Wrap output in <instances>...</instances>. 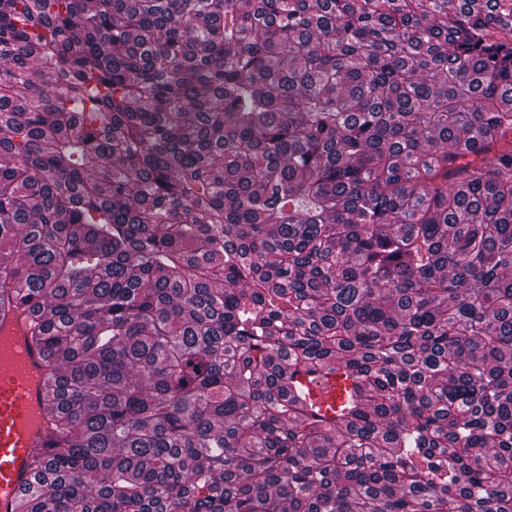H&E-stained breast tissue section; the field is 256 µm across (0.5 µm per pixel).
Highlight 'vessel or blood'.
Wrapping results in <instances>:
<instances>
[{
	"label": "vessel or blood",
	"instance_id": "1",
	"mask_svg": "<svg viewBox=\"0 0 512 512\" xmlns=\"http://www.w3.org/2000/svg\"><path fill=\"white\" fill-rule=\"evenodd\" d=\"M43 352L30 336L29 316L0 313V512H22L34 476L33 455L44 448L51 392ZM343 381L310 385V396L332 413Z\"/></svg>",
	"mask_w": 512,
	"mask_h": 512
}]
</instances>
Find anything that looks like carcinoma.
I'll return each mask as SVG.
<instances>
[{"label": "carcinoma", "instance_id": "cac0c4a2", "mask_svg": "<svg viewBox=\"0 0 512 512\" xmlns=\"http://www.w3.org/2000/svg\"><path fill=\"white\" fill-rule=\"evenodd\" d=\"M13 307L25 512H512V0H0ZM29 319L21 311L0 313V512H23L33 455L46 444L51 392ZM310 396L315 403H317L324 413L328 415L333 414L336 409V402L339 401L344 386L342 380H336V376L329 377L327 383L324 385L309 384Z\"/></svg>", "mask_w": 512, "mask_h": 512}]
</instances>
